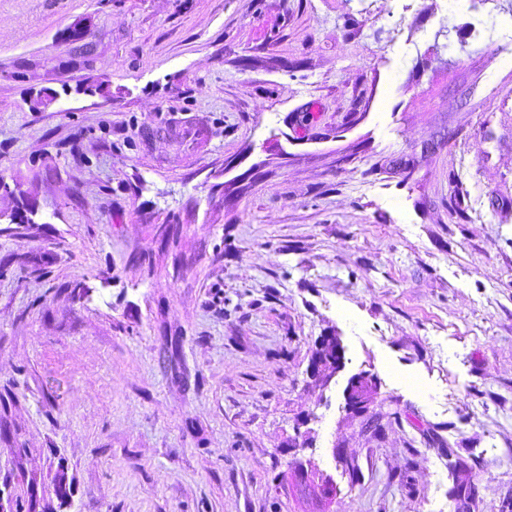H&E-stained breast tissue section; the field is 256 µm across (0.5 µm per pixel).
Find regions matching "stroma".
Listing matches in <instances>:
<instances>
[{
	"label": "stroma",
	"instance_id": "obj_1",
	"mask_svg": "<svg viewBox=\"0 0 512 512\" xmlns=\"http://www.w3.org/2000/svg\"><path fill=\"white\" fill-rule=\"evenodd\" d=\"M21 505L512 512V0H0ZM320 342H323L324 345H328L331 351V355L327 358L323 356L314 359L309 367L310 374L313 377H321L323 372L328 368L333 371L340 368L343 364V356L344 351L343 348L336 338V336H324ZM376 383L371 373L362 372L350 379L346 392L348 405L355 408L363 406L373 395Z\"/></svg>",
	"mask_w": 512,
	"mask_h": 512
}]
</instances>
